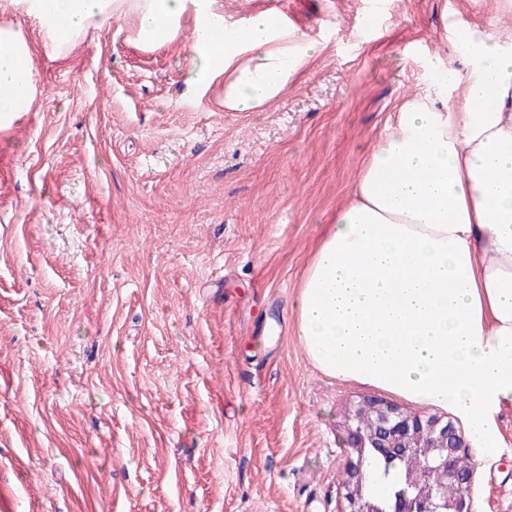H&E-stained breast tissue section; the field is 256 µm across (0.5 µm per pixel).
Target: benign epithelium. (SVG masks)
<instances>
[{
	"instance_id": "benign-epithelium-1",
	"label": "benign epithelium",
	"mask_w": 512,
	"mask_h": 512,
	"mask_svg": "<svg viewBox=\"0 0 512 512\" xmlns=\"http://www.w3.org/2000/svg\"><path fill=\"white\" fill-rule=\"evenodd\" d=\"M346 479L340 488L341 512H380L366 490L364 460L371 451L387 460H417L406 472V489L389 512H476L475 469L464 466L469 443L456 418L412 412L380 396H360L344 409Z\"/></svg>"
}]
</instances>
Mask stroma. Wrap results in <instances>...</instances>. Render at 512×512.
<instances>
[{"label": "stroma", "mask_w": 512, "mask_h": 512, "mask_svg": "<svg viewBox=\"0 0 512 512\" xmlns=\"http://www.w3.org/2000/svg\"><path fill=\"white\" fill-rule=\"evenodd\" d=\"M221 0L317 44L252 112L185 91L192 15L145 48L116 20L41 62L0 128V512H340L345 403L296 298L400 106L462 68L448 30L512 36L507 0ZM506 445L473 455L478 512H512Z\"/></svg>", "instance_id": "35a3bbf8"}]
</instances>
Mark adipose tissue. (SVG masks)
<instances>
[{
	"label": "adipose tissue",
	"instance_id": "1",
	"mask_svg": "<svg viewBox=\"0 0 512 512\" xmlns=\"http://www.w3.org/2000/svg\"><path fill=\"white\" fill-rule=\"evenodd\" d=\"M0 2L36 23L51 61L119 19L142 46L172 42L193 10L186 84L223 82L230 112L277 99L317 50L273 12L230 21L217 0ZM465 42L464 71L405 102L365 160L303 274L296 334L326 375L451 410L484 455L512 409V41ZM41 55L0 27V116L29 111Z\"/></svg>",
	"mask_w": 512,
	"mask_h": 512
}]
</instances>
